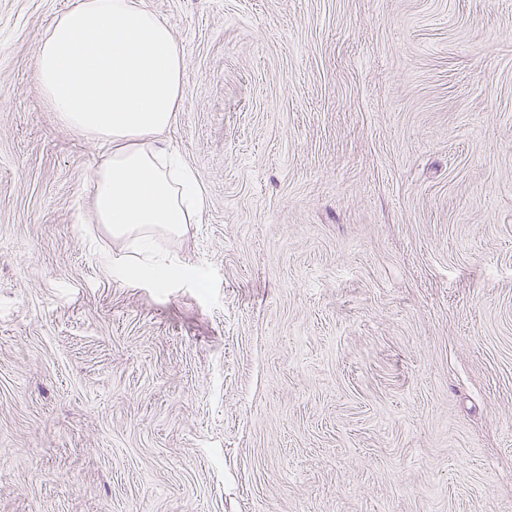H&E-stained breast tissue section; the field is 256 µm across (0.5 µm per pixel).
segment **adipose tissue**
<instances>
[{
  "instance_id": "adipose-tissue-1",
  "label": "adipose tissue",
  "mask_w": 512,
  "mask_h": 512,
  "mask_svg": "<svg viewBox=\"0 0 512 512\" xmlns=\"http://www.w3.org/2000/svg\"><path fill=\"white\" fill-rule=\"evenodd\" d=\"M37 88L55 118L103 149L93 212L117 240L150 245L199 223L207 201L160 137L183 88L167 22L142 0H75L36 40Z\"/></svg>"
}]
</instances>
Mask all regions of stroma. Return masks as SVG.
I'll return each instance as SVG.
<instances>
[{
    "instance_id": "obj_1",
    "label": "stroma",
    "mask_w": 512,
    "mask_h": 512,
    "mask_svg": "<svg viewBox=\"0 0 512 512\" xmlns=\"http://www.w3.org/2000/svg\"><path fill=\"white\" fill-rule=\"evenodd\" d=\"M0 0V512H512V0H143L207 197L110 259ZM126 273L131 278H148L156 284L162 286L167 283L171 278L181 273L174 270L169 265L162 261L156 260L149 264H145L139 267L125 269Z\"/></svg>"
}]
</instances>
